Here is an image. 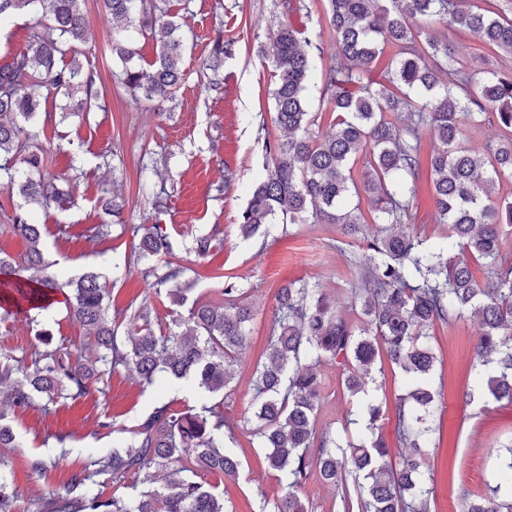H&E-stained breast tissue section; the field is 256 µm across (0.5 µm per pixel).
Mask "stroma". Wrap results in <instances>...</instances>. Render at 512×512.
I'll return each mask as SVG.
<instances>
[{"label":"stroma","mask_w":512,"mask_h":512,"mask_svg":"<svg viewBox=\"0 0 512 512\" xmlns=\"http://www.w3.org/2000/svg\"><path fill=\"white\" fill-rule=\"evenodd\" d=\"M305 10L286 12L283 0H166V8L181 24L188 44L183 60L184 80L173 100H135L117 76L122 69L112 58L109 44L112 20L100 0H86V36L80 61L94 74L101 91V110L70 114L64 119L37 115L32 123L40 140L49 145V169L59 186L71 196L67 210L35 209L44 226L45 253L54 261L62 279L96 271L109 291L111 307L124 308L131 300H150L158 314H166L168 302L149 298L144 273L151 259L138 257L132 248L134 227L157 225L173 243L174 260L185 268V279L194 283L193 297L206 301L221 287L222 274L241 276L246 301L254 311L250 345L237 370L235 395L224 403V416L241 423L252 398L249 381L253 366L265 353L272 311L278 289L297 279H316L335 297L339 310L355 318L347 271L353 247L333 248L340 229L335 224H272L267 231L244 238L238 217L252 187L264 176V135L273 130L270 59L261 57L278 26L284 22L301 30L320 33L323 51L312 60L307 91L310 109L324 111L320 96L324 74L332 65L336 47L325 31L322 0H305ZM237 42L233 58L225 60L220 90L209 86L205 63L216 31ZM236 180L223 187L225 169ZM428 169L418 174L412 205L414 233L435 238L442 228L428 186ZM163 183L170 190L167 205L155 209L151 188ZM115 187L125 201L122 223H113L103 210L102 191ZM69 227L66 236L57 225ZM104 224L108 233L89 241L86 229ZM220 227L222 236L206 257L193 251L196 236ZM93 354L95 346L82 327L71 320L64 305L43 311L37 324L23 316L0 315V353L29 357L38 344V328ZM476 323L464 320L438 325L432 343L440 357L433 387L443 406L439 448L430 450L426 464L432 473L431 512H463L461 491L486 493L496 483V471L512 448V406L483 397L470 376ZM321 398L319 425L347 428L356 434L357 401L342 386L335 366L318 368ZM406 389L402 374L383 362L368 391L387 412L380 422L385 439L393 437L391 414ZM201 393L190 381L179 389L163 384L141 388L133 375L118 370L94 384L79 402L59 401L44 408L41 400L8 415L14 430L13 447L0 452L5 472L24 497L16 512H30L33 499L63 492L71 476L91 458L111 452L127 431L161 402L195 405ZM235 452L241 462L238 479H223L228 512H256L262 496L273 497L283 488L267 466L261 449L252 447L247 435H239ZM52 461L47 474L32 470L33 459Z\"/></svg>","instance_id":"1"}]
</instances>
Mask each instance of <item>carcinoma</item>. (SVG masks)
Returning <instances> with one entry per match:
<instances>
[{
	"instance_id": "1",
	"label": "carcinoma",
	"mask_w": 512,
	"mask_h": 512,
	"mask_svg": "<svg viewBox=\"0 0 512 512\" xmlns=\"http://www.w3.org/2000/svg\"><path fill=\"white\" fill-rule=\"evenodd\" d=\"M116 35L111 52L122 63V84L138 99H167L183 80L186 42L180 24L155 0H101ZM325 20L336 44V63L321 89L332 133L315 132L307 89L319 35H307L284 23L273 39L274 126L279 138L264 136L265 177L254 187L241 212L243 237L255 236L276 217L284 224H338L336 247L356 245L351 277L359 306L355 322L316 283L294 281L279 289L267 340L266 360L255 364L250 389L251 415L241 428L265 453L286 492L262 497L258 512H309L298 490L317 472L343 490L344 512H429L430 476L424 460L440 429L442 405L433 390L437 354L430 330L438 324L474 319L480 329L471 373L478 387L497 402L512 405V261L501 254L504 225L512 226V201L494 198L497 183L512 178V69L480 56L465 68L450 35L464 33L489 49L512 57V0H484L473 8L466 0H325ZM85 0H0V20L29 18L23 48L0 62V184L17 188L30 204L65 208L67 194L46 172L47 155L39 134L25 124L60 96L82 97L72 112H90L99 99L95 77L78 58L84 39ZM130 31L147 34L157 54L147 65L132 60L137 50ZM235 42L218 33L213 40V89L220 90L221 59ZM390 55L384 81L371 78L373 64ZM397 113L395 124L387 114ZM497 128L498 141L477 154L463 145L464 119ZM433 137L430 154L436 221L448 225L435 242L407 231L411 202L421 166V140ZM368 198V210L362 209ZM11 228L22 238L16 257L0 256V309L41 311L57 294L69 314L96 343L86 357L72 346L52 343L39 330L41 347L31 363L0 357V447L9 448L13 431L4 423L10 411L34 398L45 405L76 401L106 372L123 368L142 387L158 374L190 379L206 399L178 409L173 402L155 406L128 430L112 453L91 462L93 470L72 475L64 494L32 501L33 512H224L223 493L203 480L239 475L241 463L231 450L234 427H226L224 401L236 368L245 361L251 308L237 276H227L218 300L190 299L192 284L181 281L184 267L173 264V245L159 226L144 228L139 256L158 265L146 271L149 287L168 300L170 321L153 327L148 301L128 304L127 335H118L105 302L99 275L87 272L63 281L46 261L42 225L18 209ZM216 227L194 241L207 256L220 237ZM484 261L488 274L478 283L469 259ZM397 366L408 391L395 410L397 447L376 434L385 416L368 395L376 362ZM336 364L351 396L362 395L364 422L356 439L329 429L318 431L321 382L316 369ZM103 476L112 497L92 493L87 482ZM512 488V460L499 483L483 496L466 495L465 512H512L498 500ZM19 489L0 471V512H14Z\"/></svg>"
}]
</instances>
